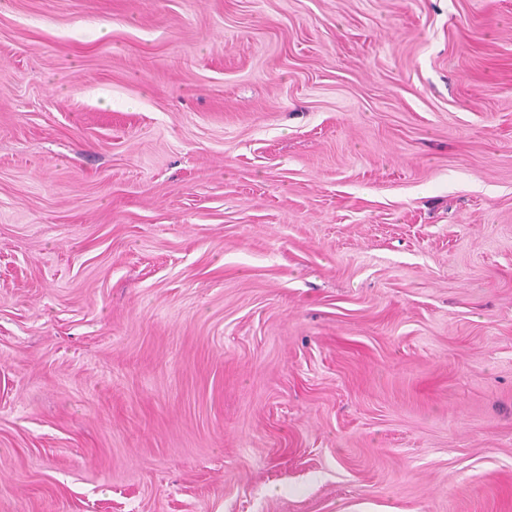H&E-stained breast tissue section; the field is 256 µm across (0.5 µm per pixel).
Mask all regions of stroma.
<instances>
[{
  "instance_id": "1",
  "label": "stroma",
  "mask_w": 512,
  "mask_h": 512,
  "mask_svg": "<svg viewBox=\"0 0 512 512\" xmlns=\"http://www.w3.org/2000/svg\"><path fill=\"white\" fill-rule=\"evenodd\" d=\"M512 512V0H0V512Z\"/></svg>"
}]
</instances>
